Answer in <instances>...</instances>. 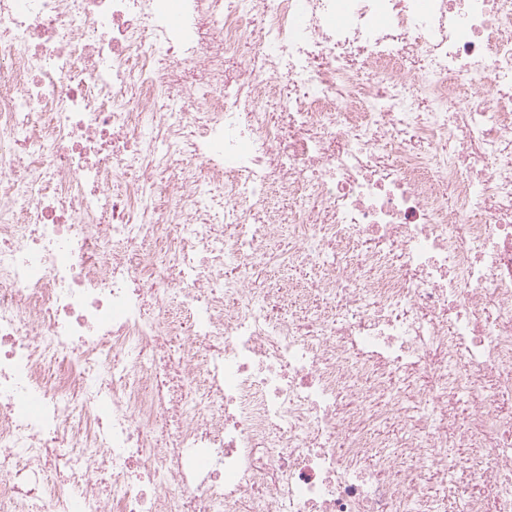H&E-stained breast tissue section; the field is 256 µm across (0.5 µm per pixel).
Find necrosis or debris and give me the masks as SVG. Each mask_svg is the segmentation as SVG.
Returning <instances> with one entry per match:
<instances>
[{
    "label": "necrosis or debris",
    "mask_w": 512,
    "mask_h": 512,
    "mask_svg": "<svg viewBox=\"0 0 512 512\" xmlns=\"http://www.w3.org/2000/svg\"><path fill=\"white\" fill-rule=\"evenodd\" d=\"M509 400L512 0H0V512H512Z\"/></svg>",
    "instance_id": "obj_1"
}]
</instances>
